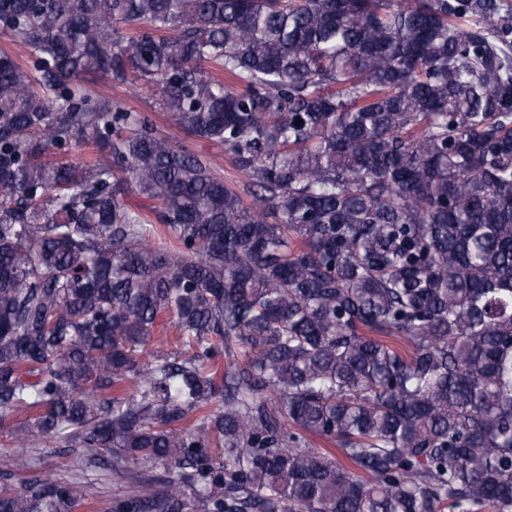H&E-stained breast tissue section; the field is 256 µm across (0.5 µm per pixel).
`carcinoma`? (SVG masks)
Listing matches in <instances>:
<instances>
[{"mask_svg":"<svg viewBox=\"0 0 512 512\" xmlns=\"http://www.w3.org/2000/svg\"><path fill=\"white\" fill-rule=\"evenodd\" d=\"M0 31L31 55L0 50V512H512L505 0H0ZM90 78L157 86L252 203ZM177 333L169 317H164L160 320L154 335L152 349H160L168 352H174L176 347L174 341ZM39 452L41 468L43 471L47 472L54 478L58 475H67L69 467L66 466V462L69 461L68 458L55 453V448H40Z\"/></svg>","mask_w":512,"mask_h":512,"instance_id":"carcinoma-1","label":"carcinoma"}]
</instances>
